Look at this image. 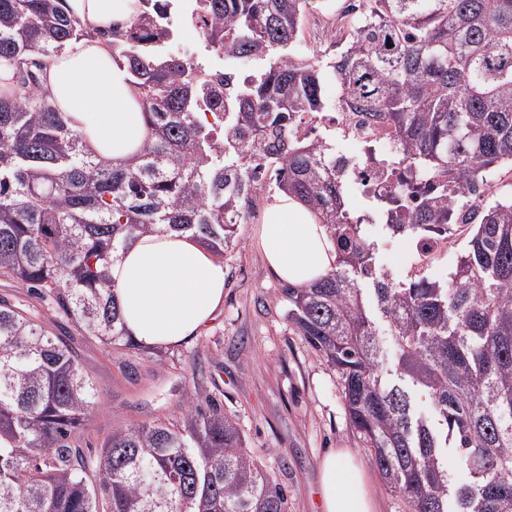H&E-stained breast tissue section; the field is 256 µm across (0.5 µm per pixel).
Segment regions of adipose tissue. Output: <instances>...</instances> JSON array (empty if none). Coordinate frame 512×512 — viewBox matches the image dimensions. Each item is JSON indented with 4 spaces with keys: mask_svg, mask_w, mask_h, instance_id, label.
Masks as SVG:
<instances>
[{
    "mask_svg": "<svg viewBox=\"0 0 512 512\" xmlns=\"http://www.w3.org/2000/svg\"><path fill=\"white\" fill-rule=\"evenodd\" d=\"M67 7L108 27L134 19L140 0H67ZM45 86L92 155L116 163L146 142L145 114L131 77L99 41L72 42L48 69ZM258 244L269 269L300 288L323 277L336 258L326 226L284 194L266 209ZM111 279L127 334L149 347L190 341L224 301L223 262L188 234L157 231L136 238L119 252ZM320 484L321 512H372L365 473L346 450L323 458Z\"/></svg>",
    "mask_w": 512,
    "mask_h": 512,
    "instance_id": "adipose-tissue-1",
    "label": "adipose tissue"
}]
</instances>
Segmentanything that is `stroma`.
<instances>
[{"label": "stroma", "mask_w": 512, "mask_h": 512, "mask_svg": "<svg viewBox=\"0 0 512 512\" xmlns=\"http://www.w3.org/2000/svg\"><path fill=\"white\" fill-rule=\"evenodd\" d=\"M340 4L307 0L303 54H313L325 39ZM268 203L267 195H258L248 222L238 226V245L223 257L224 302L189 343L110 348L79 335L29 288L0 280V298L67 340L90 378L95 402L77 441L83 455L95 454L113 429L157 419L175 422L186 400L213 398L263 468L287 489L289 512H321L320 463L332 448L346 449L365 464L374 512H408L404 498L385 485L361 447L346 415L338 372L286 318L284 283L253 244ZM468 232V225H451L446 246L422 265L412 236L392 234L378 223L367 228L393 278L406 284L422 277L447 281Z\"/></svg>", "instance_id": "35a3bbf8"}]
</instances>
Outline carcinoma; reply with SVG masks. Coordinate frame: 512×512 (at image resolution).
I'll return each mask as SVG.
<instances>
[{
    "label": "carcinoma",
    "mask_w": 512,
    "mask_h": 512,
    "mask_svg": "<svg viewBox=\"0 0 512 512\" xmlns=\"http://www.w3.org/2000/svg\"><path fill=\"white\" fill-rule=\"evenodd\" d=\"M177 7L141 0L130 24L91 28L66 0H0V278L42 290L80 335L127 345L110 267L128 242L163 226L222 257L257 194L286 193L336 246L323 278L283 286L288 322L340 374L382 481L409 512H512V199L480 201L447 283H400L346 207L336 134L288 137L305 114L361 112L407 168L467 186L512 165V0H347L334 57L298 53L302 0H203L222 79L162 54ZM85 38L126 62L146 114V143L120 163L86 151L43 85ZM388 202L396 234L461 220L442 198ZM90 397L67 344L1 300L0 512H288L220 406L114 429L86 459L72 436Z\"/></svg>",
    "instance_id": "cac0c4a2"
}]
</instances>
